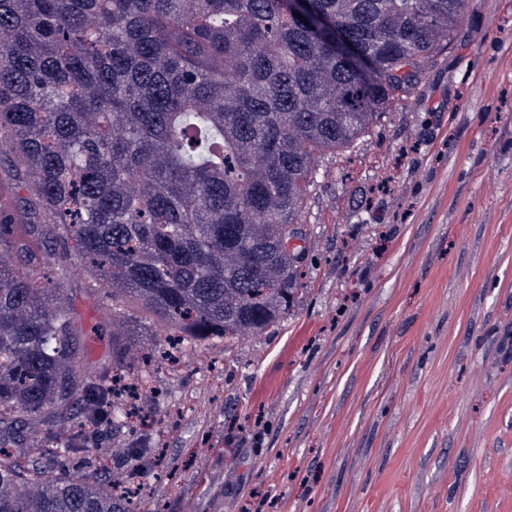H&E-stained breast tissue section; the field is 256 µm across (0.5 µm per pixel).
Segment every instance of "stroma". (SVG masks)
I'll return each mask as SVG.
<instances>
[{
	"label": "stroma",
	"mask_w": 512,
	"mask_h": 512,
	"mask_svg": "<svg viewBox=\"0 0 512 512\" xmlns=\"http://www.w3.org/2000/svg\"><path fill=\"white\" fill-rule=\"evenodd\" d=\"M312 168L281 320L148 364L167 332L122 301L142 417L72 465L141 512H512V0H467L416 92ZM0 194L45 223L7 148ZM26 271L64 288L86 374L111 369V280Z\"/></svg>",
	"instance_id": "obj_1"
}]
</instances>
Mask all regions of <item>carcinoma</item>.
<instances>
[{
	"instance_id": "carcinoma-1",
	"label": "carcinoma",
	"mask_w": 512,
	"mask_h": 512,
	"mask_svg": "<svg viewBox=\"0 0 512 512\" xmlns=\"http://www.w3.org/2000/svg\"><path fill=\"white\" fill-rule=\"evenodd\" d=\"M464 2L0 0V141L62 252L180 335L228 344L276 324L297 290L281 238L313 155L411 95ZM19 239L51 258L36 225H0V512H139L70 471L79 444L50 454L21 435L98 428L113 389L81 378L71 309L6 260Z\"/></svg>"
}]
</instances>
